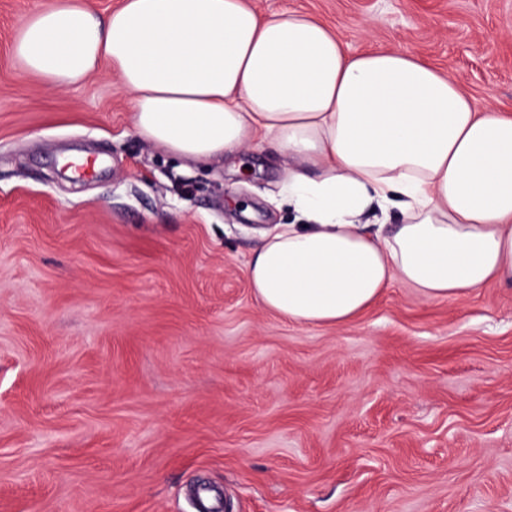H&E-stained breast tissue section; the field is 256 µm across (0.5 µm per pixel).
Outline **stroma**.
I'll return each instance as SVG.
<instances>
[{"instance_id": "35a3bbf8", "label": "stroma", "mask_w": 512, "mask_h": 512, "mask_svg": "<svg viewBox=\"0 0 512 512\" xmlns=\"http://www.w3.org/2000/svg\"><path fill=\"white\" fill-rule=\"evenodd\" d=\"M0 0V512H512V287L401 285L342 327L256 301L293 222L274 148L244 168L140 138L101 74H22ZM454 71L512 113V0H249Z\"/></svg>"}]
</instances>
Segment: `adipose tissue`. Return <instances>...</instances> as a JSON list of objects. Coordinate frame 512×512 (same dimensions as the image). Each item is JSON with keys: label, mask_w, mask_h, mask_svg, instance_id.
<instances>
[{"label": "adipose tissue", "mask_w": 512, "mask_h": 512, "mask_svg": "<svg viewBox=\"0 0 512 512\" xmlns=\"http://www.w3.org/2000/svg\"><path fill=\"white\" fill-rule=\"evenodd\" d=\"M18 69L56 90L108 72L137 134L196 163L272 141L296 220L265 234L258 303L344 326L401 284L428 301L512 286V117L401 51H351L326 25L246 0H123L100 16L46 0L16 30ZM399 205L369 231L365 216Z\"/></svg>", "instance_id": "ef3b65f1"}]
</instances>
